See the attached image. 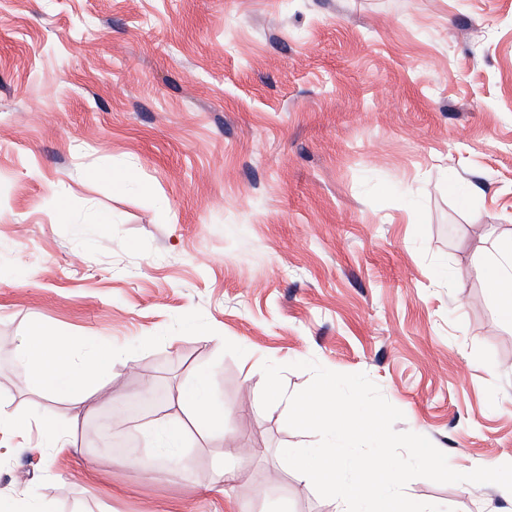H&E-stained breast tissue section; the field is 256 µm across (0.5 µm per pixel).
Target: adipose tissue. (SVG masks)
<instances>
[{
  "label": "adipose tissue",
  "instance_id": "ef3b65f1",
  "mask_svg": "<svg viewBox=\"0 0 512 512\" xmlns=\"http://www.w3.org/2000/svg\"><path fill=\"white\" fill-rule=\"evenodd\" d=\"M476 272L502 318L512 323V235L495 240L489 257L477 266ZM76 348L74 340L38 327L31 332L18 359L39 390L67 398L72 417L77 420L92 411L104 396L100 375L105 364L118 359L119 352L109 346L98 347L90 359L80 363L74 356ZM176 404L190 412L208 434L223 436L226 412L210 397L206 371H199L181 385Z\"/></svg>",
  "mask_w": 512,
  "mask_h": 512
}]
</instances>
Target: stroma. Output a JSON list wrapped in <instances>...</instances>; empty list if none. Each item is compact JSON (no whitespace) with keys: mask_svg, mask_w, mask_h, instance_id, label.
Here are the masks:
<instances>
[{"mask_svg":"<svg viewBox=\"0 0 512 512\" xmlns=\"http://www.w3.org/2000/svg\"><path fill=\"white\" fill-rule=\"evenodd\" d=\"M508 234L512 0H0V411L73 442L0 434V500L332 512L280 454L318 437L262 408L267 360L290 395L295 361L365 373L456 471L512 462V326L476 273ZM36 324L123 352L124 416L34 392ZM201 369L220 437L174 403ZM162 416L176 467L135 431Z\"/></svg>","mask_w":512,"mask_h":512,"instance_id":"obj_1","label":"stroma"}]
</instances>
